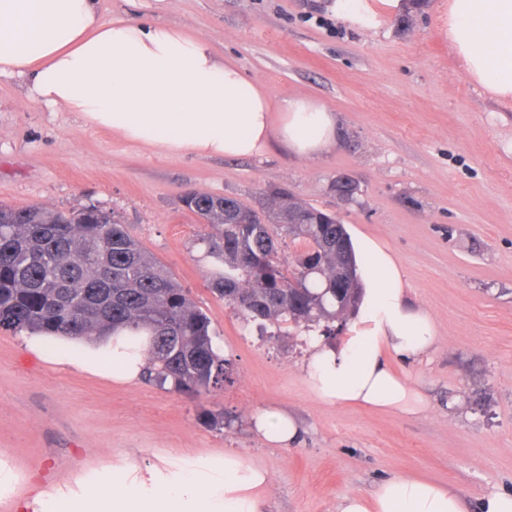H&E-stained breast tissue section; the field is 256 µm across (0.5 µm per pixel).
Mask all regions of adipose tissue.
<instances>
[{"mask_svg": "<svg viewBox=\"0 0 512 512\" xmlns=\"http://www.w3.org/2000/svg\"><path fill=\"white\" fill-rule=\"evenodd\" d=\"M402 0H336L335 9L364 28L381 25ZM448 42L469 78L512 103V0H448ZM25 87L38 106L75 112L87 127L107 129L165 154L252 158L278 142L300 159L319 158L336 140L338 119L320 102L290 95L272 106L267 93L211 41L184 28L105 19L98 0H0V77ZM280 121H273L272 110ZM362 262L358 316L344 344H316L304 380L316 399L340 408L415 414L425 409L417 385L386 362L429 357L440 341L429 312L409 299L405 273L391 251L351 237ZM28 348L53 365L124 382L141 380L149 336L125 329L90 338L34 334ZM267 443L297 441L295 420L268 409L253 420ZM19 475L0 461V498L15 512H263L271 484L261 463L227 451H191L141 466L122 456L92 475L76 473L78 495L16 497ZM337 512H469L446 484L398 475L369 494L353 493Z\"/></svg>", "mask_w": 512, "mask_h": 512, "instance_id": "adipose-tissue-1", "label": "adipose tissue"}]
</instances>
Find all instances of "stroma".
<instances>
[{"label":"stroma","mask_w":512,"mask_h":512,"mask_svg":"<svg viewBox=\"0 0 512 512\" xmlns=\"http://www.w3.org/2000/svg\"><path fill=\"white\" fill-rule=\"evenodd\" d=\"M329 0H100L104 18L176 25L207 37L271 103L316 99L340 116L321 158L271 144L257 158L165 155L31 106L0 77V204L67 212L98 206L170 271L210 319L232 364L223 389L192 395L59 369L0 330V460L21 495L75 490L74 475L117 455L139 464L190 449L233 450L270 471L266 512H336L395 474L448 484L471 512L490 487L512 492V105L467 76L448 44V0H407L365 30ZM358 188L348 201L337 178ZM282 187L380 240L402 263L413 302L434 317L428 361L391 367L423 394L404 415L318 402L303 380L310 338L260 334L208 288L212 236L185 193L256 204ZM288 411L300 436L266 444L251 419ZM224 425L211 426L210 414Z\"/></svg>","instance_id":"obj_1"}]
</instances>
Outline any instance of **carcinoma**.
Returning <instances> with one entry per match:
<instances>
[{
  "label": "carcinoma",
  "mask_w": 512,
  "mask_h": 512,
  "mask_svg": "<svg viewBox=\"0 0 512 512\" xmlns=\"http://www.w3.org/2000/svg\"><path fill=\"white\" fill-rule=\"evenodd\" d=\"M185 207L216 229L207 239L209 289L246 322L288 323L336 336L335 322L356 309L360 288L344 224L301 205L285 189L262 194L266 223L232 196L188 193ZM103 210L68 213L0 206V328L72 338L105 329L150 332L145 380L183 392L211 393L231 380L206 313L188 291ZM303 244L291 270L280 262L281 236ZM351 268L337 291L336 270Z\"/></svg>",
  "instance_id": "1"
}]
</instances>
